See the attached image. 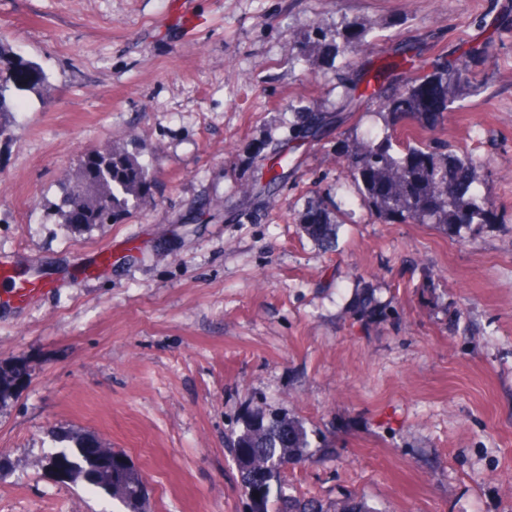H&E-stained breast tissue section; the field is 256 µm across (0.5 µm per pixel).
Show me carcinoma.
Wrapping results in <instances>:
<instances>
[{"label":"carcinoma","mask_w":512,"mask_h":512,"mask_svg":"<svg viewBox=\"0 0 512 512\" xmlns=\"http://www.w3.org/2000/svg\"><path fill=\"white\" fill-rule=\"evenodd\" d=\"M316 44L342 60L336 71V87L342 94L331 112H298V127L306 132L341 124L359 110L381 115L384 128L355 139L345 150V177L356 187L359 202L378 219L408 224H433L460 237L474 224H496L498 215L490 197L475 186L477 159L450 152L434 139L403 144L398 131L409 126L420 134L433 133L448 120L455 103L477 90L469 77L467 58L487 52L485 43L470 47L464 56L439 62L422 77L412 75L406 53L385 60L358 91L357 57L370 43L367 32L353 31L340 22L336 32L320 23L306 34ZM36 88V80L24 62L15 60L0 41V143L14 141L21 103L16 92ZM297 167L293 153L279 154L269 167L264 188L272 190ZM154 172L137 156L104 147L82 156L78 173L62 182L61 223L71 228L114 224L124 213L151 199ZM338 220L329 193L317 191L299 219V230L315 244L335 245ZM360 311L373 317L388 315V307L367 291L357 294ZM16 367L0 365V410L17 387ZM227 447L236 451L242 503L247 512H376L367 500L349 494L336 501L288 493L281 465L284 461L307 462L327 445L314 444L303 419L281 408L247 412L226 434ZM128 456L118 450H102L89 436L75 438V446L60 444L41 463L49 462L64 478H83L89 486L118 499L123 512H147L146 494H137L144 477Z\"/></svg>","instance_id":"cac0c4a2"}]
</instances>
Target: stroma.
Wrapping results in <instances>:
<instances>
[{"label": "stroma", "mask_w": 512, "mask_h": 512, "mask_svg": "<svg viewBox=\"0 0 512 512\" xmlns=\"http://www.w3.org/2000/svg\"><path fill=\"white\" fill-rule=\"evenodd\" d=\"M343 19L369 70L409 48L423 75L490 40L470 61L484 89L435 136L480 159L501 223L460 240L351 205L348 123L300 139L275 192L239 194L290 148L286 104L334 99L336 60L288 48ZM0 40L47 76L0 149V258L48 284L0 302V364L29 370L0 411V512H116L42 469L76 435L129 455L149 512H239L224 431L262 401L333 447L289 468L294 494L512 512V0H0ZM107 145L155 171L151 203L60 224L62 175ZM316 188L337 193L332 252L297 227ZM361 289L398 317L362 319Z\"/></svg>", "instance_id": "obj_1"}]
</instances>
